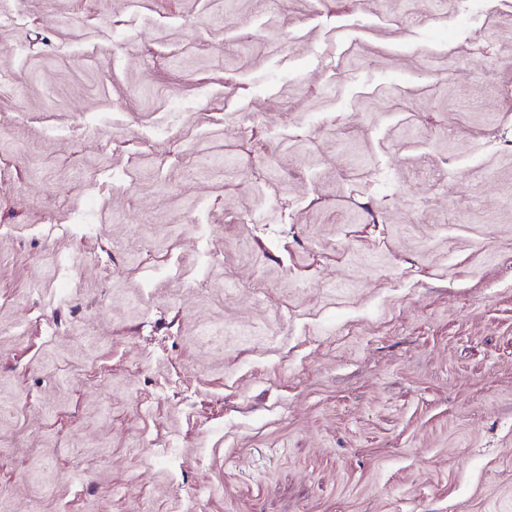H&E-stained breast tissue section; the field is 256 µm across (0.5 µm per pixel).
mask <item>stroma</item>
Returning <instances> with one entry per match:
<instances>
[{
    "mask_svg": "<svg viewBox=\"0 0 512 512\" xmlns=\"http://www.w3.org/2000/svg\"><path fill=\"white\" fill-rule=\"evenodd\" d=\"M482 4L0 0V512H512Z\"/></svg>",
    "mask_w": 512,
    "mask_h": 512,
    "instance_id": "35a3bbf8",
    "label": "stroma"
}]
</instances>
